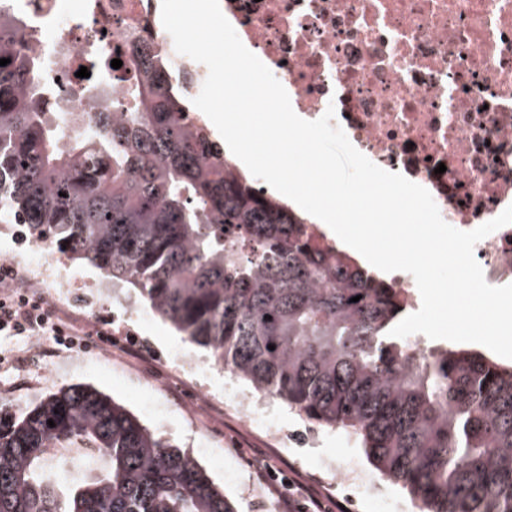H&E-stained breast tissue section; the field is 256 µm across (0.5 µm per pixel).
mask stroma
Here are the masks:
<instances>
[{"label":"stroma","mask_w":512,"mask_h":512,"mask_svg":"<svg viewBox=\"0 0 512 512\" xmlns=\"http://www.w3.org/2000/svg\"><path fill=\"white\" fill-rule=\"evenodd\" d=\"M59 262L72 271V286L61 307H49L48 313L78 333V344L47 361L29 337L0 335V403L12 407L21 401L30 407L60 387L92 386L187 451L236 512H280L276 495L263 491L257 479L259 463L287 471L323 500L340 505L342 512H418L417 501L376 468L350 433L309 423L279 400L266 428L246 424L231 400L250 392V384L225 373L207 349L184 336L166 341L173 327L157 314L136 322L120 303L100 306V323L111 343L89 344L68 309L92 291L100 272L64 256ZM186 357L199 364L196 375L185 373L181 361ZM149 401L159 404V412L146 409ZM285 429L298 434V444L279 439ZM344 465L354 471L353 481L333 484L334 471Z\"/></svg>","instance_id":"obj_1"}]
</instances>
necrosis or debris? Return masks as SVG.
<instances>
[{
	"label": "necrosis or debris",
	"mask_w": 512,
	"mask_h": 512,
	"mask_svg": "<svg viewBox=\"0 0 512 512\" xmlns=\"http://www.w3.org/2000/svg\"><path fill=\"white\" fill-rule=\"evenodd\" d=\"M81 16L59 0H0L22 18L25 51L41 62L46 93L68 90L53 123L60 143L72 116L95 130V108L77 75L83 58L128 59L147 39L186 99L208 75L178 54L159 14V0H87ZM245 47L286 89L305 120L335 110L351 144L380 168L425 187L445 222L470 231L512 205V0H220ZM445 172H438V165ZM486 281L512 284V225L474 248ZM55 267L34 280L27 297L54 301L69 287L46 244L29 242L8 264Z\"/></svg>",
	"instance_id": "4bbe7bcc"
}]
</instances>
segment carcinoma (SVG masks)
<instances>
[{"label":"carcinoma","mask_w":512,"mask_h":512,"mask_svg":"<svg viewBox=\"0 0 512 512\" xmlns=\"http://www.w3.org/2000/svg\"><path fill=\"white\" fill-rule=\"evenodd\" d=\"M20 36L0 13V205L30 238L137 289L254 391L356 435L422 512H512V367L458 346L409 355L389 336L402 309L387 282L328 256L307 214L210 161L207 127L186 124L147 48L124 62L132 111L113 120L99 90L97 132L58 144ZM75 444L98 452L96 473L41 475L49 449ZM0 512L235 509L188 453L72 384L20 415L0 403Z\"/></svg>","instance_id":"1"}]
</instances>
